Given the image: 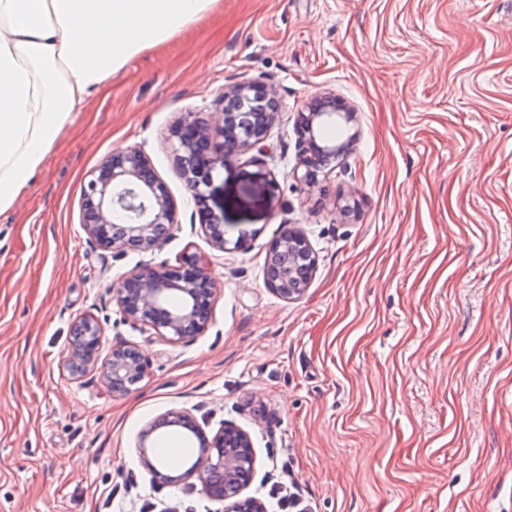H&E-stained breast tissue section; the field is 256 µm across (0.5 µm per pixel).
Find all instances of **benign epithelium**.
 I'll return each mask as SVG.
<instances>
[{
  "label": "benign epithelium",
  "instance_id": "1",
  "mask_svg": "<svg viewBox=\"0 0 512 512\" xmlns=\"http://www.w3.org/2000/svg\"><path fill=\"white\" fill-rule=\"evenodd\" d=\"M280 104L274 87L262 81L236 85L220 98V123L213 127L194 112L174 127L171 137L178 170L192 192L201 227L211 244L226 249L224 225L216 221L208 204L214 172L239 153L260 146L275 123ZM348 103L324 93L309 99L298 114L302 155L298 180L307 188L317 186L319 174L335 168L347 152L344 143L322 137L323 126L336 119L351 120ZM178 207L150 157L139 146L113 153L87 173L82 195V226L99 247L117 252L152 250L174 224ZM316 258L304 236L289 228L274 238L264 267L266 286L282 299L301 298L316 273ZM221 288L197 256L178 265L161 263L137 269L113 289L124 319L152 330L171 343L195 339L209 327ZM70 346L61 371L72 381L89 374L100 379L114 395L149 374V361L136 346L119 344L103 353L104 332L90 315L73 321ZM160 429L185 430L198 441L193 468L177 481L197 479L216 502L232 501V512H267L255 497H241L253 481L256 456L250 434L224 425L210 436L196 417L186 411H170L154 420L138 439L142 463L151 468L147 441Z\"/></svg>",
  "mask_w": 512,
  "mask_h": 512
}]
</instances>
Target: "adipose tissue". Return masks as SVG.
<instances>
[{
	"label": "adipose tissue",
	"mask_w": 512,
	"mask_h": 512,
	"mask_svg": "<svg viewBox=\"0 0 512 512\" xmlns=\"http://www.w3.org/2000/svg\"><path fill=\"white\" fill-rule=\"evenodd\" d=\"M215 0H0V213L88 96Z\"/></svg>",
	"instance_id": "adipose-tissue-1"
}]
</instances>
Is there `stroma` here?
<instances>
[{"mask_svg":"<svg viewBox=\"0 0 512 512\" xmlns=\"http://www.w3.org/2000/svg\"><path fill=\"white\" fill-rule=\"evenodd\" d=\"M272 84L265 150L215 173L203 233L171 129L225 89ZM345 99L350 152L307 188L298 112ZM140 146L178 204L148 252L81 224L86 173ZM273 180H266L265 172ZM318 267L286 301L266 287L281 231ZM243 248H236V241ZM201 257L222 293L204 336L171 343L124 321L132 270ZM148 375L121 396L60 363L81 315ZM191 411L237 425L256 453L249 495L295 483L311 512H512V0H216L186 33L133 58L59 133L0 214V512H224L198 480L154 481L137 435Z\"/></svg>","mask_w":512,"mask_h":512,"instance_id":"stroma-1","label":"stroma"}]
</instances>
